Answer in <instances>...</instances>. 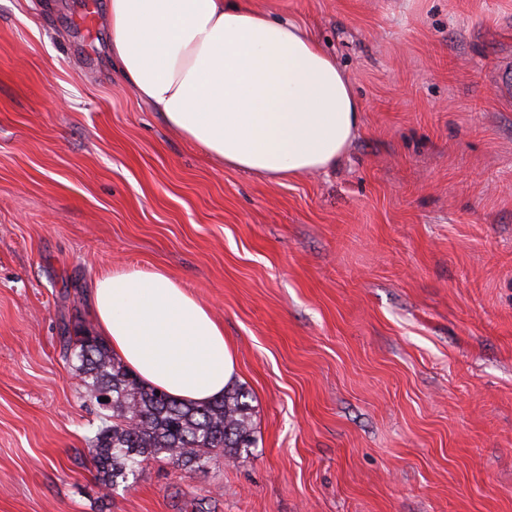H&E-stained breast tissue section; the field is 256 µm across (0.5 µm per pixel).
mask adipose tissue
Returning a JSON list of instances; mask_svg holds the SVG:
<instances>
[{
    "instance_id": "adipose-tissue-1",
    "label": "adipose tissue",
    "mask_w": 512,
    "mask_h": 512,
    "mask_svg": "<svg viewBox=\"0 0 512 512\" xmlns=\"http://www.w3.org/2000/svg\"><path fill=\"white\" fill-rule=\"evenodd\" d=\"M112 58L165 124L224 166L278 181L332 169L358 133L349 78L302 25L247 0H108ZM98 336L146 383L206 404L237 376L224 327L173 274L94 278Z\"/></svg>"
}]
</instances>
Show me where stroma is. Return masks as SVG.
<instances>
[{"mask_svg": "<svg viewBox=\"0 0 512 512\" xmlns=\"http://www.w3.org/2000/svg\"><path fill=\"white\" fill-rule=\"evenodd\" d=\"M106 0H0V512H512V0H252L307 27L361 128L273 181L167 127ZM163 269L224 326L255 448L104 490L60 338Z\"/></svg>", "mask_w": 512, "mask_h": 512, "instance_id": "stroma-1", "label": "stroma"}]
</instances>
